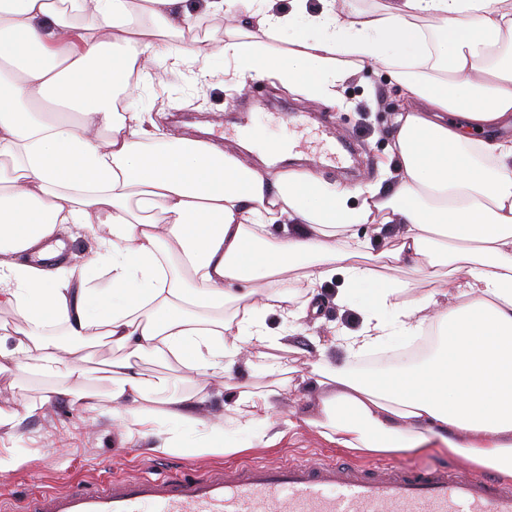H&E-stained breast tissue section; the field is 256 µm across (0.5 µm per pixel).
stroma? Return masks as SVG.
Segmentation results:
<instances>
[{"mask_svg": "<svg viewBox=\"0 0 512 512\" xmlns=\"http://www.w3.org/2000/svg\"><path fill=\"white\" fill-rule=\"evenodd\" d=\"M336 108L313 103L292 95L267 80L249 81L245 89L225 82L223 76L204 81L187 69L167 68L153 71L140 81L133 95L135 104L166 103L172 108L171 123L180 131L196 134L197 124L212 127L210 141L237 146L247 128L261 129L265 136L288 133L286 120L297 116L307 124L302 133H288L292 147L284 161L285 169L311 170L330 181H341L340 166L359 165L365 178L384 176L383 162L388 156L392 133L393 110L400 104V89L382 70L365 68L351 75L338 88ZM334 122L337 138L353 143L351 152L340 163L317 155L322 119ZM342 286L341 276H333L319 285L320 309L288 325L278 314L264 318L265 327L276 348L264 349L253 358L252 367L242 369L240 377L255 386L279 379L275 364L287 358L291 370L288 384L281 385L273 400L268 421L270 432L279 440L268 448H256L238 457L198 453L187 449L160 453L157 438L148 437L134 445L121 442L119 420L108 415L112 382L105 375L112 357V346L100 342L84 347L74 365L83 374L81 388L95 391L96 409L71 406L65 399L47 396L52 380L35 367L0 373V406L20 408L34 406L35 411L21 423L0 428V512H20L27 497L45 491L64 490L75 479L103 477L108 473L156 475L167 469L204 472L224 468L241 461H280L288 458L305 460H341L371 463L375 453L358 454L331 445L307 418L315 410L316 395L304 377L319 357L340 362L344 351L331 345L335 329L355 330L360 326L357 312L338 307L336 293ZM326 352H319V343Z\"/></svg>", "mask_w": 512, "mask_h": 512, "instance_id": "obj_1", "label": "stroma"}]
</instances>
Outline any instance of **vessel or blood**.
<instances>
[{"label":"vessel or blood","mask_w":512,"mask_h":512,"mask_svg":"<svg viewBox=\"0 0 512 512\" xmlns=\"http://www.w3.org/2000/svg\"><path fill=\"white\" fill-rule=\"evenodd\" d=\"M25 512H512V483L394 462H247L206 473L111 476L29 497Z\"/></svg>","instance_id":"b4317fda"}]
</instances>
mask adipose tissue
<instances>
[{
  "label": "adipose tissue",
  "instance_id": "1",
  "mask_svg": "<svg viewBox=\"0 0 512 512\" xmlns=\"http://www.w3.org/2000/svg\"><path fill=\"white\" fill-rule=\"evenodd\" d=\"M202 2L198 14L189 0H0V308L17 316L0 372L35 362L56 378L54 395L90 408L93 394L72 386L71 355L105 339L118 352L112 414L127 437L162 432L163 453L265 448L275 439L259 425L277 385L240 386L229 435L197 412L209 380L233 384L251 365L243 346L266 345L267 313L295 318L275 288L288 273L309 299L339 275L335 302L361 324L333 335L347 361L313 363L310 426L339 448H437L512 478V138L502 134L512 127V0L364 10L320 0L315 13L307 0L287 12L275 0ZM203 14L235 25L200 39ZM426 15L441 23L436 40L419 26ZM298 27L303 36L271 66L265 40ZM202 56L331 106L349 76L384 68L405 99L388 175L352 188L309 170L272 172L162 133L125 102L133 76ZM390 224L400 228L392 239ZM69 228L98 243L83 265L63 256ZM402 263L426 274L427 294L390 276ZM427 328L437 344L426 359L352 368L351 358ZM146 354L183 365L193 389L145 375Z\"/></svg>",
  "mask_w": 512,
  "mask_h": 512
}]
</instances>
